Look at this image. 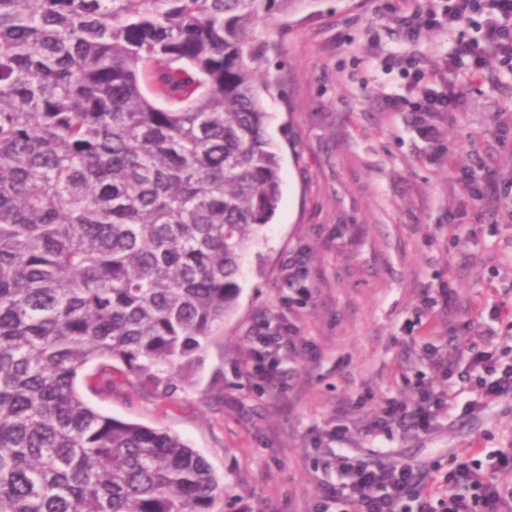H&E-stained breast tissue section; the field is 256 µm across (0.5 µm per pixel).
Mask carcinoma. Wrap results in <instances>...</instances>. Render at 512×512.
<instances>
[{"label": "carcinoma", "instance_id": "carcinoma-1", "mask_svg": "<svg viewBox=\"0 0 512 512\" xmlns=\"http://www.w3.org/2000/svg\"><path fill=\"white\" fill-rule=\"evenodd\" d=\"M304 0H0V512H212L190 383L279 200L258 31ZM92 373H87V370Z\"/></svg>", "mask_w": 512, "mask_h": 512}]
</instances>
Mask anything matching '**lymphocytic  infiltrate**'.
<instances>
[{"label":"lymphocytic infiltrate","instance_id":"lymphocytic-infiltrate-1","mask_svg":"<svg viewBox=\"0 0 512 512\" xmlns=\"http://www.w3.org/2000/svg\"><path fill=\"white\" fill-rule=\"evenodd\" d=\"M478 24L477 37L460 40L442 67L426 71L416 60L404 62L408 95L386 101L392 112L409 111L410 126L423 141L437 140V119L462 105L464 95L451 76L462 64H469L474 76H481L488 59L512 71V0H440L439 5L421 7L416 0H402L396 18L400 34L418 40L432 29ZM247 351L242 369L247 379L260 381L265 391L287 389L291 372L290 355L309 349L294 325L271 327L259 322L245 338ZM468 361L461 372H454L447 358H438L446 380H458L478 398L466 405L473 412L484 399L512 390V361H501L491 351L469 348ZM447 391L432 383L418 381L411 401H387L384 409L368 426L369 433L399 430L405 434L426 435L436 429L442 411L449 409ZM340 482L325 485L316 512H434L441 504L444 512H512V486L499 483L498 472L512 470V448L469 451L448 475L435 468H419L410 463L384 464L346 452H337Z\"/></svg>","mask_w":512,"mask_h":512}]
</instances>
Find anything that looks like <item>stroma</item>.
Listing matches in <instances>:
<instances>
[{
  "label": "stroma",
  "instance_id": "obj_1",
  "mask_svg": "<svg viewBox=\"0 0 512 512\" xmlns=\"http://www.w3.org/2000/svg\"><path fill=\"white\" fill-rule=\"evenodd\" d=\"M399 0H311L273 26L266 66L279 86L265 96L268 130L281 158L273 219L244 261L237 308L215 330L191 383L168 398L132 387L90 403L113 417L178 435L210 464L224 488L213 512H314L322 485L336 481V443L385 462L451 467L473 448L512 446V392L464 417L442 419L428 436H371L365 424L385 400L411 401L425 379L445 386L423 348L445 353L512 345V214L487 198L463 200L461 169L485 165L512 181V74L489 63L488 80L457 71L466 96L442 136L427 145L410 116L388 112L403 93L402 61L431 70L460 30L401 40ZM465 207L462 220L449 210ZM310 256L313 298L288 304L282 270ZM448 289L447 303L428 297ZM286 316L315 357L294 358L287 390L271 396L241 375L250 327Z\"/></svg>",
  "mask_w": 512,
  "mask_h": 512
}]
</instances>
